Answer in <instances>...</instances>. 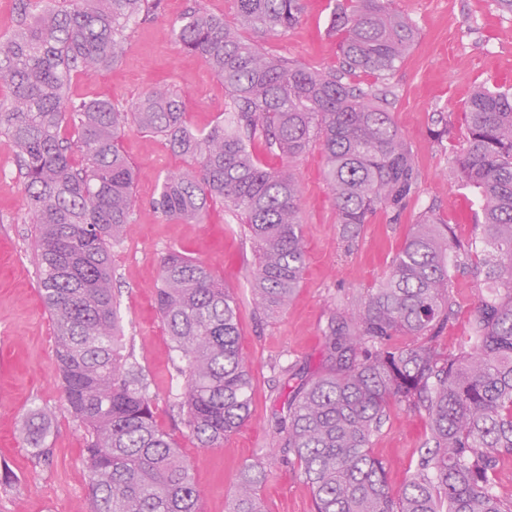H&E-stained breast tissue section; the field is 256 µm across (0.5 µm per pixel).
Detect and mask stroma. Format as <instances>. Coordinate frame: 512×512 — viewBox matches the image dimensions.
I'll return each mask as SVG.
<instances>
[{
	"instance_id": "obj_1",
	"label": "stroma",
	"mask_w": 512,
	"mask_h": 512,
	"mask_svg": "<svg viewBox=\"0 0 512 512\" xmlns=\"http://www.w3.org/2000/svg\"><path fill=\"white\" fill-rule=\"evenodd\" d=\"M233 21V0H161L157 16L131 30L121 60L91 77H74L76 97H108L127 103L152 88L181 96L193 129L208 131L225 116L224 84L204 63L175 42L174 23L195 4ZM334 0H306L301 23L287 37L269 42L270 54L318 68L337 64L336 40L329 33ZM418 37L392 77L393 119L405 135L420 176V191L399 223L384 213L373 215L353 243H346L336 222L332 191L323 176V157L311 150L295 163L304 213L309 261L303 282L286 312L275 321L260 319L252 294L255 257L235 216L216 209L206 223L165 219L151 207L163 177L186 168L163 139L127 127L120 144L138 169V201L125 239L112 247L113 285L118 289L126 339L142 365L156 397L158 422L178 440L194 464L204 492L203 512H227L239 470L259 463L267 471L260 497L265 512H313L311 494L297 468L274 450L275 416L283 407L278 368L293 365L316 374L324 350L322 327L333 306L356 303L385 274L419 212L436 205L448 220L454 241L473 242L479 235L477 195L460 186L452 157L465 132L464 106L481 84L512 85V18L493 0H393ZM448 115V136L435 141L431 116ZM16 170L0 179V464L18 476L16 488L0 491V512H84L88 473L82 464L84 432L63 411L55 335L39 294L33 255V228L15 223L24 207ZM177 249L205 263L223 277L240 300L241 348L253 370L250 417L222 447H196L186 429L168 412L165 401L174 384L167 332L155 310L160 259ZM457 316L442 335L455 347L474 307L476 290L469 274L451 268ZM55 413L50 443L54 462L34 466L19 428L34 406ZM429 435L423 416L392 409L371 452L387 466V481L400 489L409 479Z\"/></svg>"
}]
</instances>
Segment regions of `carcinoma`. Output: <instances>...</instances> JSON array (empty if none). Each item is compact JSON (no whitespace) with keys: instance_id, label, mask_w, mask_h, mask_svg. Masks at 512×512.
<instances>
[{"instance_id":"carcinoma-1","label":"carcinoma","mask_w":512,"mask_h":512,"mask_svg":"<svg viewBox=\"0 0 512 512\" xmlns=\"http://www.w3.org/2000/svg\"><path fill=\"white\" fill-rule=\"evenodd\" d=\"M239 27L197 6L172 32L224 82L225 119L192 130L181 98L150 90L127 106L75 98L73 77L122 57L129 31L158 0H18L0 39V137L14 147L25 191L17 222L35 225L39 291L55 329L62 408L83 429L86 512H202L193 465L157 422L149 384L127 349L112 288V244L133 222L138 171L123 153L126 127L160 136L191 161L163 178L153 209L203 224L231 211L258 256L256 309L278 317L306 264L301 189L293 163L317 147L349 243L381 210L396 222L418 194L409 145L389 110L390 78L417 38L392 0H337L330 33L339 66L274 58L266 44L302 18L305 0H234ZM257 38L244 39L239 28ZM374 81L363 84L359 74ZM456 155L461 186L480 197V244L456 246L477 301L455 350L452 231L432 206L419 213L384 277L322 328V370L285 396L273 439L308 486L314 512H512L495 490L512 455V88L477 86L464 107ZM261 144L283 165L269 169ZM156 308L177 358L170 406L197 444L220 448L250 415L252 375L239 347L240 302L204 263L172 249L160 261ZM402 407L425 416L426 450L394 493L374 437ZM54 412L33 408L21 438L50 467ZM266 471L241 469L229 512H264Z\"/></svg>"}]
</instances>
